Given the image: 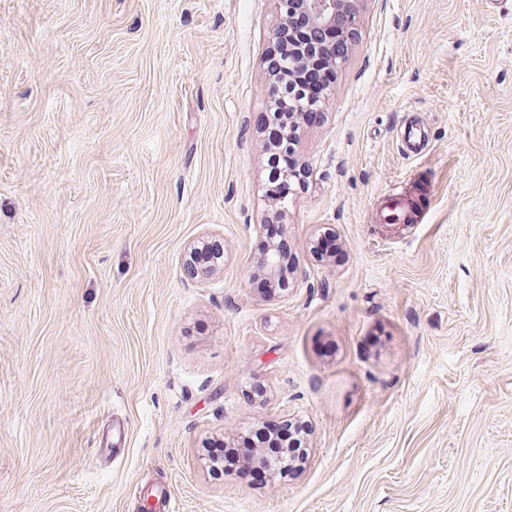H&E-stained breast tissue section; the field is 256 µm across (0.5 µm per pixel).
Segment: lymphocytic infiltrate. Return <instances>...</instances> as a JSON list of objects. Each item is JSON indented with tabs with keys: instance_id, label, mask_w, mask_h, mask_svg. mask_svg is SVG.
I'll list each match as a JSON object with an SVG mask.
<instances>
[{
	"instance_id": "lymphocytic-infiltrate-1",
	"label": "lymphocytic infiltrate",
	"mask_w": 512,
	"mask_h": 512,
	"mask_svg": "<svg viewBox=\"0 0 512 512\" xmlns=\"http://www.w3.org/2000/svg\"><path fill=\"white\" fill-rule=\"evenodd\" d=\"M347 48V36L332 30L310 41L302 16L294 11L287 12L277 31L270 50L275 92L264 125L269 143L268 181L280 198L294 194L303 181L294 149L300 125L315 119L320 93L335 79L332 59L336 51ZM304 434L302 423L268 421L233 443H216L208 450L209 461L216 471L262 483L276 468L303 460Z\"/></svg>"
}]
</instances>
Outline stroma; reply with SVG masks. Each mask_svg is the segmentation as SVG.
I'll return each instance as SVG.
<instances>
[{
  "mask_svg": "<svg viewBox=\"0 0 512 512\" xmlns=\"http://www.w3.org/2000/svg\"><path fill=\"white\" fill-rule=\"evenodd\" d=\"M507 2L361 0L266 296L279 0H0V512H512ZM414 177L424 221L370 223ZM271 417L306 421L301 470L209 472L210 438ZM430 143V130L420 122L404 125L401 132V148L410 158H419L427 150ZM274 217V221L270 220L268 224H265L264 241L262 242L263 247L273 246L277 248L282 258V266L280 275L276 282L275 288L284 291L288 288V272L290 271V247L288 246V240L283 236L281 224Z\"/></svg>",
  "mask_w": 512,
  "mask_h": 512,
  "instance_id": "stroma-1",
  "label": "stroma"
}]
</instances>
